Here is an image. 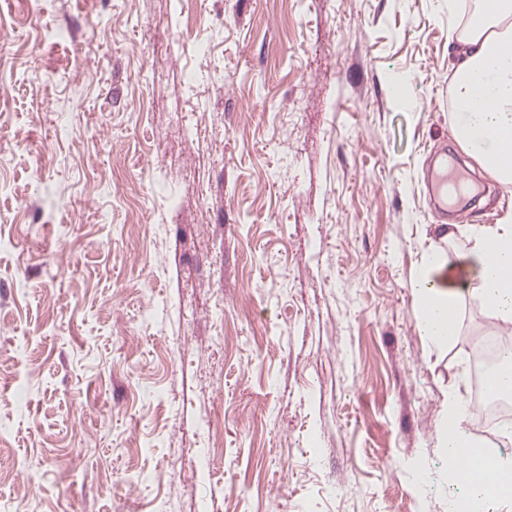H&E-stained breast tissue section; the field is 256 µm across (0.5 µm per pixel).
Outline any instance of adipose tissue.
I'll return each instance as SVG.
<instances>
[{
  "mask_svg": "<svg viewBox=\"0 0 512 512\" xmlns=\"http://www.w3.org/2000/svg\"><path fill=\"white\" fill-rule=\"evenodd\" d=\"M450 96L457 142L484 172L512 186V0H474L452 50ZM441 239L465 235L469 248L453 255L432 247L411 282L420 305V332L441 345L456 335L461 294L478 300L501 328L512 326V212L494 224L440 226ZM467 410L456 389L443 408L438 446L448 460L449 506L482 501L483 512L512 503V465L482 450L465 428Z\"/></svg>",
  "mask_w": 512,
  "mask_h": 512,
  "instance_id": "obj_1",
  "label": "adipose tissue"
}]
</instances>
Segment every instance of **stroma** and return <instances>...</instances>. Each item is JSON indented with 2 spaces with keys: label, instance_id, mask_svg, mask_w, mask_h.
I'll return each mask as SVG.
<instances>
[{
  "label": "stroma",
  "instance_id": "35a3bbf8",
  "mask_svg": "<svg viewBox=\"0 0 512 512\" xmlns=\"http://www.w3.org/2000/svg\"><path fill=\"white\" fill-rule=\"evenodd\" d=\"M470 2L0 0V512H445L489 324L433 348L409 284L512 210L454 137ZM433 180L437 193L444 204H448V193L454 196L457 193H463L467 190V184L462 182V178L454 171H448V166L443 163L440 168L434 172Z\"/></svg>",
  "mask_w": 512,
  "mask_h": 512
}]
</instances>
